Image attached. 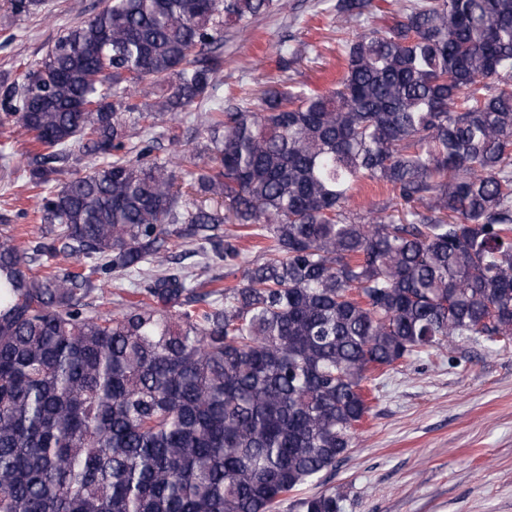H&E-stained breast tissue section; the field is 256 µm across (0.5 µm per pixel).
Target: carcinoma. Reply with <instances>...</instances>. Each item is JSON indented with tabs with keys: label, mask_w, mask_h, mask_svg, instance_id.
Returning <instances> with one entry per match:
<instances>
[{
	"label": "carcinoma",
	"mask_w": 512,
	"mask_h": 512,
	"mask_svg": "<svg viewBox=\"0 0 512 512\" xmlns=\"http://www.w3.org/2000/svg\"><path fill=\"white\" fill-rule=\"evenodd\" d=\"M285 6L104 0L6 88L0 122L40 147L29 188L76 149L104 162L39 196L34 246L0 233V512H277L324 485L385 371L512 339V0H401L362 32L373 0H336L334 88L211 107L186 181L130 144L129 124L207 98L224 31ZM362 182L391 197L352 209ZM174 241L204 265L160 269ZM131 276L140 299L95 312ZM341 510L328 490L290 502ZM139 282L140 281L138 277H128L118 279L115 282L112 281V284L108 288H105L106 290L103 294V299H97V307L95 310L102 315L112 313V311L115 310L114 305L112 303H109L112 302V293H122L124 296L132 299L133 296L131 295V292L134 291L136 288H139Z\"/></svg>",
	"instance_id": "obj_1"
}]
</instances>
